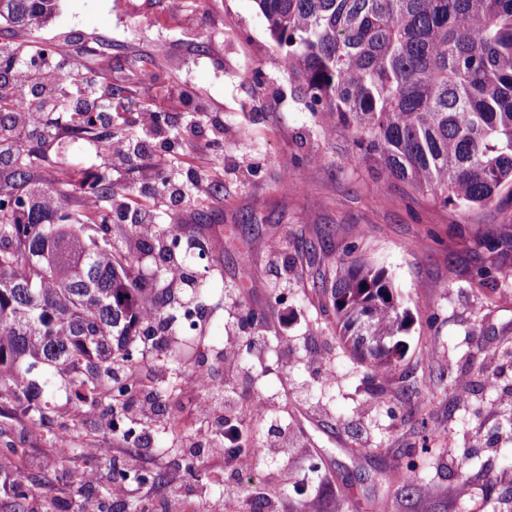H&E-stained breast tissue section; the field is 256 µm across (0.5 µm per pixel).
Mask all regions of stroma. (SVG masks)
Instances as JSON below:
<instances>
[{
	"label": "stroma",
	"instance_id": "stroma-1",
	"mask_svg": "<svg viewBox=\"0 0 512 512\" xmlns=\"http://www.w3.org/2000/svg\"><path fill=\"white\" fill-rule=\"evenodd\" d=\"M59 0L52 17L27 30L0 20V45L67 42L74 66L96 86H112L125 135L149 138L148 153L109 160L108 128L77 138L65 115L49 116L33 182L48 186L76 171L83 187L107 176L109 233L129 246L124 209L176 224L174 255L209 294L196 335L181 322L159 329L162 344L135 343L134 399L162 385L169 360L186 372L204 359L223 374L234 339L241 363L235 393L265 411L243 440L286 431L288 454L259 459L241 477L223 461L186 454L212 440L198 419L200 394L179 385L151 420L132 416L136 438L112 431L100 402L95 421L76 417L67 378H57L45 423L25 403L0 394V512H77L61 465L101 473L93 497L104 512H221L238 491L248 512H265L253 484L265 482L285 512L316 501L320 512H512V251L490 253L484 235L512 233V203L446 207L379 173L327 138L296 98L254 0ZM161 115L162 134L145 136L143 109ZM249 166H241V157ZM208 192L178 210L164 205L163 181ZM385 270L410 315L398 369L375 375L336 333L330 289L345 253ZM262 336L254 349V336ZM493 368H486L488 352ZM164 473L110 494L112 470ZM22 479L31 494L18 508L3 486ZM469 482V495L457 488Z\"/></svg>",
	"mask_w": 512,
	"mask_h": 512
}]
</instances>
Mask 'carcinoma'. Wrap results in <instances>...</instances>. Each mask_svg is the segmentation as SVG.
I'll return each mask as SVG.
<instances>
[{
	"label": "carcinoma",
	"instance_id": "obj_1",
	"mask_svg": "<svg viewBox=\"0 0 512 512\" xmlns=\"http://www.w3.org/2000/svg\"><path fill=\"white\" fill-rule=\"evenodd\" d=\"M57 0H0V18L40 25ZM277 55L323 133L349 142L354 159L444 206L512 201V0H255ZM62 99L79 130L93 125L82 82ZM38 85L19 93L0 73V130L38 107ZM37 157L0 155L13 191L0 194V388L35 401L55 374L89 386L130 361L147 328L142 305L166 314V286H137L133 260L112 239L98 205L54 222L58 190L30 184ZM339 336L375 373L394 372L409 314L385 270L345 255L331 287ZM43 364L42 384L25 374Z\"/></svg>",
	"mask_w": 512,
	"mask_h": 512
}]
</instances>
